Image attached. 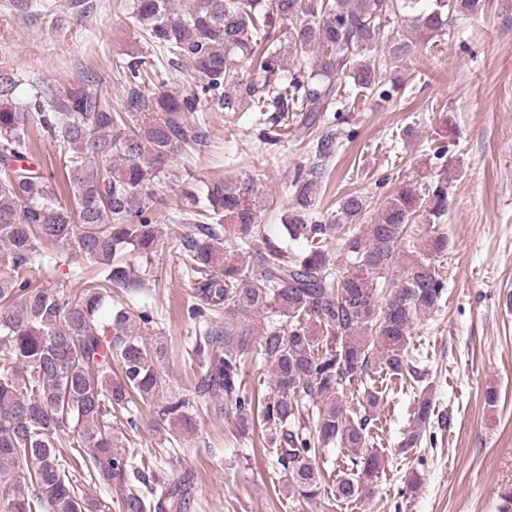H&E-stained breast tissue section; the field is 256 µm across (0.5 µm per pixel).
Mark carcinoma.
<instances>
[{"label": "carcinoma", "mask_w": 512, "mask_h": 512, "mask_svg": "<svg viewBox=\"0 0 512 512\" xmlns=\"http://www.w3.org/2000/svg\"><path fill=\"white\" fill-rule=\"evenodd\" d=\"M133 0L131 18L148 41L198 72L200 90L177 94L151 85L134 90L125 114L112 111L95 81L55 86L39 83L19 100L18 80L0 68V493L7 512H99L77 492L73 473L82 469L103 485L123 488L118 512H183L188 478L171 482L158 469L145 491L137 482L153 469L112 426V412L136 425L137 401L152 404L161 388L159 366L167 347L136 332L155 324L153 312L134 313L127 302L98 313L117 288L130 295L141 280L121 253L147 256L157 247L161 178L173 175L184 145L206 143L203 100L249 98L263 123L296 134L318 130L314 155L292 181L288 248L264 235L253 187L246 182L207 186L204 220L182 237L185 277L196 321L187 355L205 369L201 391L214 410L235 421L240 435L262 426L297 504L350 502L370 495L381 456L366 448L371 413L381 396L365 388L366 406L343 403L347 387L375 370L390 377L415 372L409 355L418 314L439 308L445 282L436 258L448 249L445 236H421L448 211V179L400 187L368 224L367 204L347 194L339 218L312 221L319 188L342 146L327 113L343 111L338 80L345 78L380 98L397 89L378 79L369 54L384 46L382 65L405 59L415 43L448 32L457 21L484 10L485 0ZM292 25L276 33L285 20ZM410 33H390L395 22ZM312 57L308 71L288 72L286 58ZM254 62L263 82H242L239 61ZM288 72L280 77L282 72ZM42 130L60 153L61 179L23 164L30 134ZM77 199L72 209L60 190ZM345 251L336 270L329 243ZM88 262L93 275L79 297L32 284L30 271L52 263L44 245ZM281 321L254 335V318ZM265 362L269 394L258 398L242 387L248 359ZM121 372L112 376V361ZM192 405L169 396L157 411L185 433L194 429ZM430 400L422 396L414 429L403 442L416 446L430 423ZM77 434V455L64 459L56 445ZM331 442L351 452L350 466L326 492L319 458ZM26 466L27 478L19 469Z\"/></svg>", "instance_id": "obj_1"}]
</instances>
